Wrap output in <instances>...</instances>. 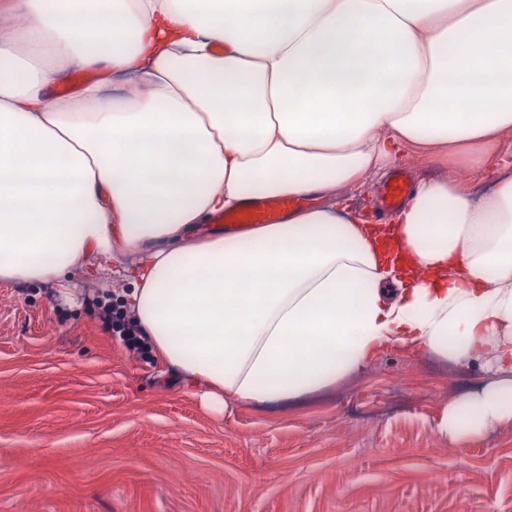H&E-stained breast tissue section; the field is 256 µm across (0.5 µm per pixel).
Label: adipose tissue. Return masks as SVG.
<instances>
[{
    "label": "adipose tissue",
    "mask_w": 512,
    "mask_h": 512,
    "mask_svg": "<svg viewBox=\"0 0 512 512\" xmlns=\"http://www.w3.org/2000/svg\"><path fill=\"white\" fill-rule=\"evenodd\" d=\"M89 82L59 92L72 69ZM512 0H0V281L134 254L124 305L221 412L383 344L481 369L438 429L512 425ZM446 165L382 224L342 190ZM316 197L237 235L208 218Z\"/></svg>",
    "instance_id": "ef3b65f1"
}]
</instances>
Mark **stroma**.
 I'll use <instances>...</instances> for the list:
<instances>
[{
	"instance_id": "35a3bbf8",
	"label": "stroma",
	"mask_w": 512,
	"mask_h": 512,
	"mask_svg": "<svg viewBox=\"0 0 512 512\" xmlns=\"http://www.w3.org/2000/svg\"><path fill=\"white\" fill-rule=\"evenodd\" d=\"M121 264L0 282V512H512V426L438 430L479 378L384 345L356 377L217 414L102 328Z\"/></svg>"
}]
</instances>
